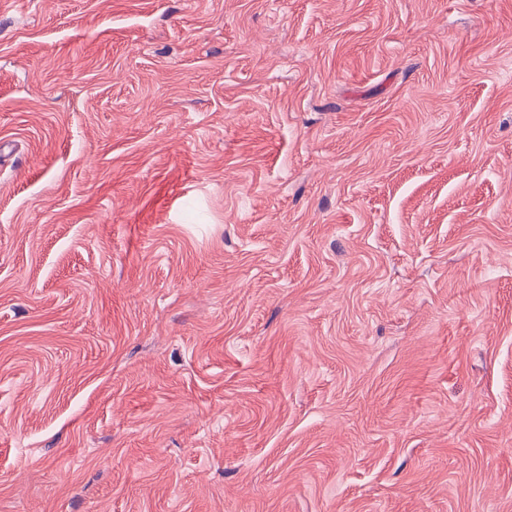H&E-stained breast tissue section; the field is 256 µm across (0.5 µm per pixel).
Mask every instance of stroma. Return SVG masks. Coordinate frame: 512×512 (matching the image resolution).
<instances>
[{
    "mask_svg": "<svg viewBox=\"0 0 512 512\" xmlns=\"http://www.w3.org/2000/svg\"><path fill=\"white\" fill-rule=\"evenodd\" d=\"M0 512H512V0H0Z\"/></svg>",
    "mask_w": 512,
    "mask_h": 512,
    "instance_id": "35a3bbf8",
    "label": "stroma"
}]
</instances>
